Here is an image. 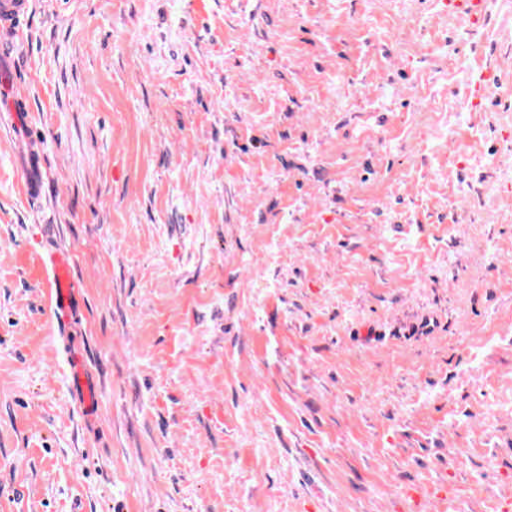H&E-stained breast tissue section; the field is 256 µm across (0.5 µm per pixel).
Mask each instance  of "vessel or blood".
Returning a JSON list of instances; mask_svg holds the SVG:
<instances>
[{
  "instance_id": "b4317fda",
  "label": "vessel or blood",
  "mask_w": 512,
  "mask_h": 512,
  "mask_svg": "<svg viewBox=\"0 0 512 512\" xmlns=\"http://www.w3.org/2000/svg\"><path fill=\"white\" fill-rule=\"evenodd\" d=\"M41 147L31 142L23 174L28 192L38 194L40 189ZM47 273L48 294L56 315L60 333H67L70 322L79 306L80 283L74 275V255L70 249L55 246L42 256ZM66 366L71 390L85 417H93L99 406V388L89 382L86 375V353L83 347L72 344L67 349Z\"/></svg>"
}]
</instances>
